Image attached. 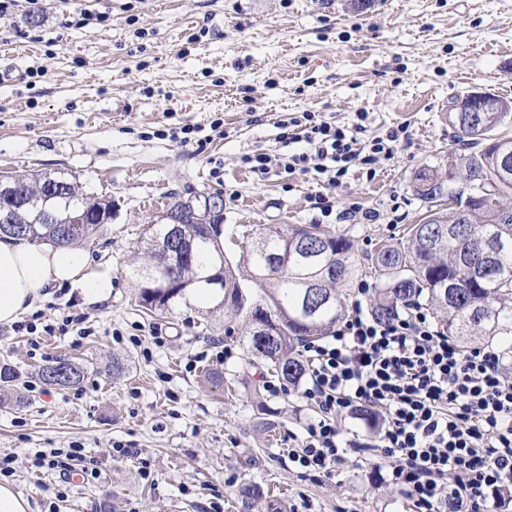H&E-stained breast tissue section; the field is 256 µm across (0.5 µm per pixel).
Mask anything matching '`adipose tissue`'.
<instances>
[{
	"instance_id": "ef3b65f1",
	"label": "adipose tissue",
	"mask_w": 512,
	"mask_h": 512,
	"mask_svg": "<svg viewBox=\"0 0 512 512\" xmlns=\"http://www.w3.org/2000/svg\"><path fill=\"white\" fill-rule=\"evenodd\" d=\"M68 286L86 304L112 296V265L91 260L81 247L0 239V324L36 310L52 289Z\"/></svg>"
}]
</instances>
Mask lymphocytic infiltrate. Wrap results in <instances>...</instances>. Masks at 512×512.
<instances>
[{"instance_id":"lymphocytic-infiltrate-1","label":"lymphocytic infiltrate","mask_w":512,"mask_h":512,"mask_svg":"<svg viewBox=\"0 0 512 512\" xmlns=\"http://www.w3.org/2000/svg\"><path fill=\"white\" fill-rule=\"evenodd\" d=\"M398 138L393 130L366 148L354 130L306 111L288 122L283 139L296 150L280 171L334 186L391 156ZM301 357L308 381L300 396L318 417L288 451L299 476L381 459L382 482L416 512H496L501 490L512 487V380L497 352L460 349L422 306L382 321L359 298L342 327L304 344ZM345 409L381 415L378 443L342 439Z\"/></svg>"}]
</instances>
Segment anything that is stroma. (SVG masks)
Returning <instances> with one entry per match:
<instances>
[{"label":"stroma","mask_w":512,"mask_h":512,"mask_svg":"<svg viewBox=\"0 0 512 512\" xmlns=\"http://www.w3.org/2000/svg\"><path fill=\"white\" fill-rule=\"evenodd\" d=\"M8 66L25 79L0 81V170L65 171L112 202L111 222L84 245L111 262V298L88 307L63 287L36 311L55 324L72 306L88 335L0 325V363L25 397L0 405V457L15 456L11 483L34 512H95L107 495L116 512H203L213 502L224 512H411L367 467L301 479L288 445L316 411L293 390L254 397L270 374L241 341L245 319L188 303L150 313L129 269L171 196L193 191L223 194L227 254L239 255L245 231L318 224L369 263L425 213L415 173L447 179L450 102L471 93L512 101V0H14L0 15V69ZM305 111L363 123L365 144L406 133L371 180H257L243 156L287 155L281 125ZM325 200L334 215L322 216ZM351 207L379 218L337 222ZM53 359L77 364L82 381L42 383L37 371ZM118 441L141 457L114 461ZM75 444L98 479L65 482L26 460ZM246 486L253 498L242 497Z\"/></svg>","instance_id":"stroma-1"}]
</instances>
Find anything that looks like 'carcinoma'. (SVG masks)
<instances>
[{"instance_id":"cac0c4a2","label":"carcinoma","mask_w":512,"mask_h":512,"mask_svg":"<svg viewBox=\"0 0 512 512\" xmlns=\"http://www.w3.org/2000/svg\"><path fill=\"white\" fill-rule=\"evenodd\" d=\"M509 118L504 112H450L448 125L458 143L471 148L448 157V171L473 168L479 179L468 182L449 196L457 209H429L420 223L410 226L406 239L383 244L374 256L380 280L375 289L372 313L390 320L399 308L424 304L440 314V328L466 349L475 343L496 347L512 370V173H503L500 157L489 141L499 138L497 130ZM60 185L61 196H47L48 184ZM11 189L0 193V218L21 229L19 238L56 245L74 244L92 235L96 222L112 216V202L87 196L82 187L64 172L40 174L33 180L10 178ZM414 191L427 203H436L445 189L436 173L423 169L414 178ZM224 211L220 193L202 192L175 200L162 223L150 228L143 246V265L134 269L140 279L139 306L150 312H165L195 296L214 309L227 308L248 321L246 343L251 355L265 360L271 370L296 387L303 378L297 347L318 340L334 330L345 315L339 289L359 272L350 239L325 231L316 224L272 226L259 235L238 257L220 248L218 231L208 233L206 224L216 223ZM183 222L186 232L198 238L192 250L181 255L158 244L168 223ZM499 243L498 258H484V238ZM325 242V252L309 258L298 244ZM279 256L280 271L265 277V264ZM175 266L174 285L149 288L150 276L165 274ZM222 280L216 291L211 279ZM264 281L262 293L252 284ZM322 281L331 294L330 302L317 312L305 311V283ZM51 386L80 382V369L54 360L39 371Z\"/></svg>"}]
</instances>
